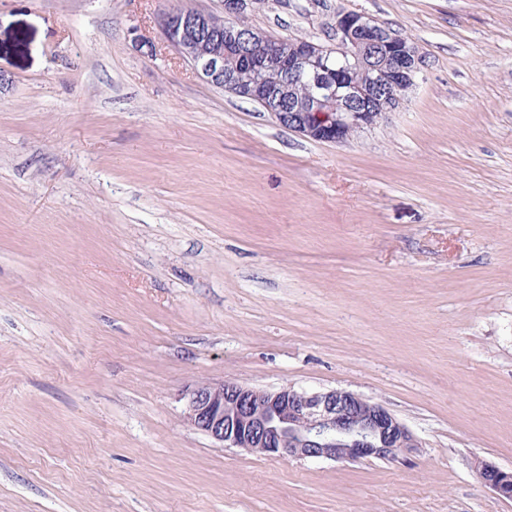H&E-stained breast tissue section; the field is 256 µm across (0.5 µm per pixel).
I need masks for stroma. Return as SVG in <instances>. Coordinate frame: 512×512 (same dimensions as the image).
I'll list each match as a JSON object with an SVG mask.
<instances>
[{"instance_id": "stroma-1", "label": "stroma", "mask_w": 512, "mask_h": 512, "mask_svg": "<svg viewBox=\"0 0 512 512\" xmlns=\"http://www.w3.org/2000/svg\"><path fill=\"white\" fill-rule=\"evenodd\" d=\"M222 0H0V512H512V0L337 9L427 62L315 142L200 80L157 26ZM343 388L420 448L340 463L219 447L185 390ZM476 472L485 487L503 499L512 497V472L501 469L484 459H477Z\"/></svg>"}]
</instances>
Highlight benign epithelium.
Returning a JSON list of instances; mask_svg holds the SVG:
<instances>
[{
	"label": "benign epithelium",
	"instance_id": "7a95c632",
	"mask_svg": "<svg viewBox=\"0 0 512 512\" xmlns=\"http://www.w3.org/2000/svg\"><path fill=\"white\" fill-rule=\"evenodd\" d=\"M256 0H224V30L212 27L211 13L176 7L161 13L165 40L190 63L201 80L261 103L271 119L306 139L342 143L385 116L373 110L378 95L401 103L421 73L425 58L416 45L383 27L371 16L340 9L327 24L324 41L303 38L285 50L268 32H245L237 22ZM366 81L351 83L347 71L369 53ZM241 69L281 71L288 81L278 90L262 82L242 86ZM306 83L311 93L294 96ZM189 424L222 448L265 456H293L355 462L394 459L420 448V442L383 405L348 390L308 393L293 387L267 391L233 381L200 383L183 394ZM476 472L485 487L512 497V472L484 459Z\"/></svg>",
	"mask_w": 512,
	"mask_h": 512
}]
</instances>
